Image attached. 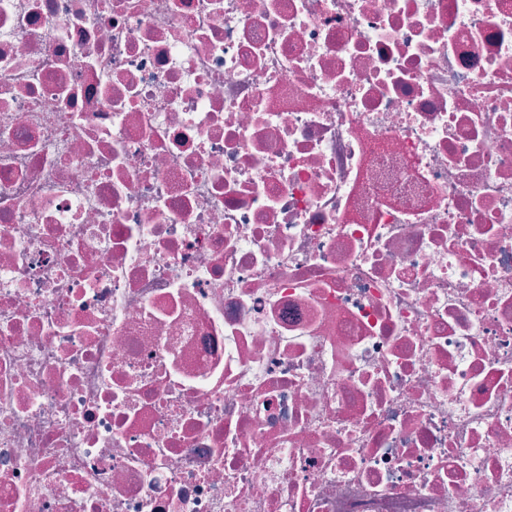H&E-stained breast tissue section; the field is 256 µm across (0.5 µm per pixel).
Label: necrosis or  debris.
<instances>
[{
	"label": "necrosis or debris",
	"mask_w": 512,
	"mask_h": 512,
	"mask_svg": "<svg viewBox=\"0 0 512 512\" xmlns=\"http://www.w3.org/2000/svg\"><path fill=\"white\" fill-rule=\"evenodd\" d=\"M0 512H512V0H0Z\"/></svg>",
	"instance_id": "4bbe7bcc"
}]
</instances>
